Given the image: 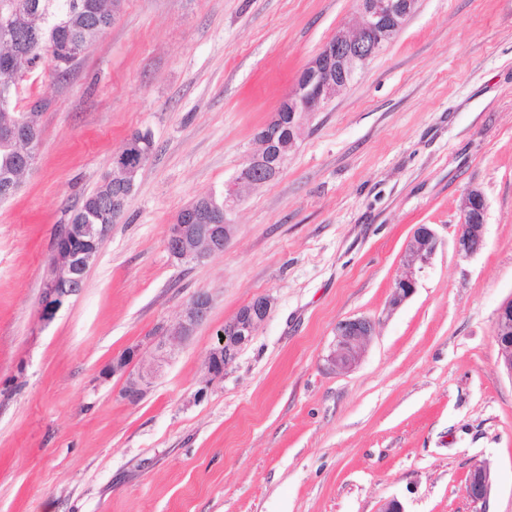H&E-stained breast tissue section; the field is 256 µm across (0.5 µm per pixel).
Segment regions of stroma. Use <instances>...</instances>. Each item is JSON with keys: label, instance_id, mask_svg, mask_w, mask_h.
<instances>
[{"label": "stroma", "instance_id": "1", "mask_svg": "<svg viewBox=\"0 0 512 512\" xmlns=\"http://www.w3.org/2000/svg\"><path fill=\"white\" fill-rule=\"evenodd\" d=\"M358 0H123L18 107L41 140L0 202V512H512V376L493 325L512 298V0H418L352 84L304 122L287 163L244 190L222 255L179 263L177 213L223 189L301 70ZM137 131L153 153L82 292L40 317L54 242ZM481 190L484 246L456 251ZM419 224L439 245L388 306ZM207 321L132 404L113 356L151 350L198 293ZM274 299L223 378L225 323ZM375 330L356 364L326 358L339 322ZM488 465L474 502L467 479ZM491 471L487 466L476 465L468 477V493L474 501H485L491 488Z\"/></svg>", "mask_w": 512, "mask_h": 512}]
</instances>
